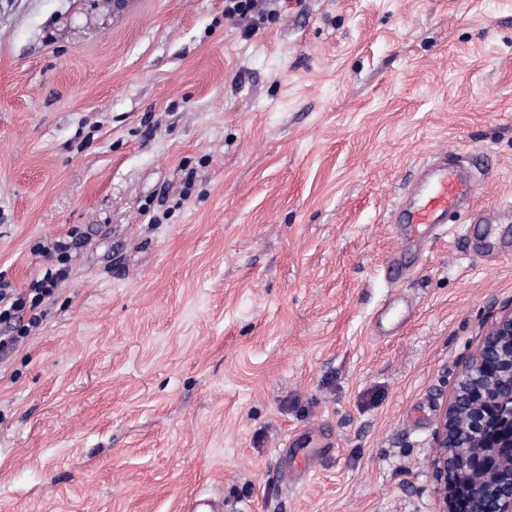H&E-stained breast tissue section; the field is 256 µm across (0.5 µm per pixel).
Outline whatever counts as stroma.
Returning a JSON list of instances; mask_svg holds the SVG:
<instances>
[{
	"mask_svg": "<svg viewBox=\"0 0 512 512\" xmlns=\"http://www.w3.org/2000/svg\"><path fill=\"white\" fill-rule=\"evenodd\" d=\"M440 156L470 198L392 224ZM74 229L0 350V512H440L512 305V0H0V275ZM66 237L39 247L42 252L56 258L59 268L55 272H47L42 279L33 280L25 291H17L8 281L0 278V325L4 324L15 332L13 336H0V348L13 345L27 336L29 327L36 326L43 316L40 305L51 298L58 284L67 278L71 254L83 247L86 239L76 229ZM25 314H28L27 323L22 324Z\"/></svg>",
	"mask_w": 512,
	"mask_h": 512,
	"instance_id": "obj_1",
	"label": "stroma"
}]
</instances>
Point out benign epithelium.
<instances>
[{"instance_id": "7a95c632", "label": "benign epithelium", "mask_w": 512, "mask_h": 512, "mask_svg": "<svg viewBox=\"0 0 512 512\" xmlns=\"http://www.w3.org/2000/svg\"><path fill=\"white\" fill-rule=\"evenodd\" d=\"M512 307L490 323L435 430L443 512H512Z\"/></svg>"}]
</instances>
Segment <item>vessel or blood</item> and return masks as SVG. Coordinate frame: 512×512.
Returning <instances> with one entry per match:
<instances>
[{
    "label": "vessel or blood",
    "instance_id": "vessel-or-blood-1",
    "mask_svg": "<svg viewBox=\"0 0 512 512\" xmlns=\"http://www.w3.org/2000/svg\"><path fill=\"white\" fill-rule=\"evenodd\" d=\"M422 183L424 189L413 203L391 211L393 223L430 227L442 224L449 209L456 207L471 191L469 178L445 162L427 165Z\"/></svg>",
    "mask_w": 512,
    "mask_h": 512
}]
</instances>
